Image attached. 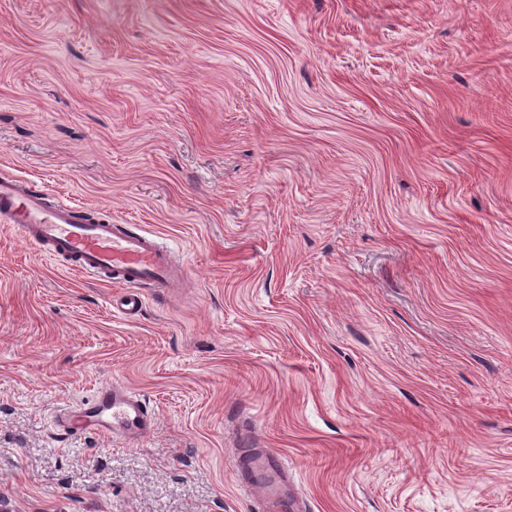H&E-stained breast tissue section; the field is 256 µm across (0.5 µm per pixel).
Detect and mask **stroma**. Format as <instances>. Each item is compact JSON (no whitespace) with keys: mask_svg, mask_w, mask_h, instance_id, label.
<instances>
[{"mask_svg":"<svg viewBox=\"0 0 512 512\" xmlns=\"http://www.w3.org/2000/svg\"><path fill=\"white\" fill-rule=\"evenodd\" d=\"M156 233L142 311L0 225L5 512H512V0H0V176ZM123 382L129 439L55 412ZM238 483L251 493L259 512H296L299 503L293 496L288 467L270 448H240L237 465Z\"/></svg>","mask_w":512,"mask_h":512,"instance_id":"1","label":"stroma"}]
</instances>
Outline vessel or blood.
<instances>
[{
  "label": "vessel or blood",
  "mask_w": 512,
  "mask_h": 512,
  "mask_svg": "<svg viewBox=\"0 0 512 512\" xmlns=\"http://www.w3.org/2000/svg\"><path fill=\"white\" fill-rule=\"evenodd\" d=\"M83 212L76 204H48L44 191L0 176V221L47 256L67 261L75 273L121 286L115 305L122 314L140 311L144 289L170 288L187 279L186 266L153 233L103 220L90 223L83 220ZM83 415L95 418L97 432L106 436L137 438L155 426L144 400L120 383L101 387L76 409L57 413L54 425L65 433L73 431L76 418ZM236 472L239 484L257 493L259 512H297L288 468L272 449H240Z\"/></svg>",
  "instance_id": "b4317fda"
}]
</instances>
